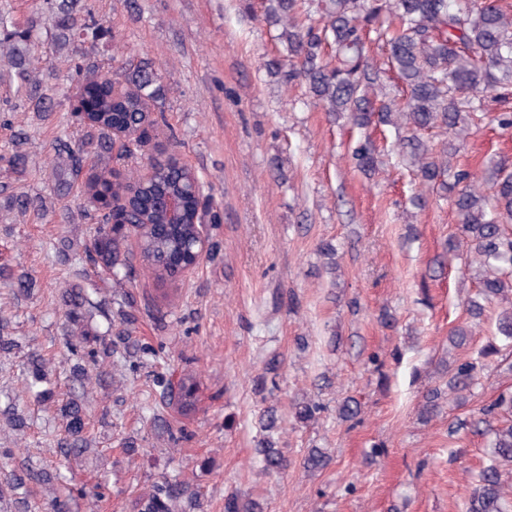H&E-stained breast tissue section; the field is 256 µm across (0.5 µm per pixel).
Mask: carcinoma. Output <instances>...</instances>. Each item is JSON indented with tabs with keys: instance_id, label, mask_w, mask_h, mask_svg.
<instances>
[{
	"instance_id": "obj_1",
	"label": "carcinoma",
	"mask_w": 512,
	"mask_h": 512,
	"mask_svg": "<svg viewBox=\"0 0 512 512\" xmlns=\"http://www.w3.org/2000/svg\"><path fill=\"white\" fill-rule=\"evenodd\" d=\"M264 19L281 27L288 45V63L270 61L267 68L287 86H300L315 103L335 116L347 117L357 128L373 125L402 130L396 148L419 180L421 190L413 197L421 205L423 195L443 192L452 202L458 233L448 238V252L465 251L469 267L476 269L479 288L466 301L471 319L481 321L485 304L494 300L507 304L496 320V338L501 346L481 351L488 358L500 348L512 349V171L499 163L491 166L489 178L470 168L452 164L465 147L468 136L478 129L474 114L483 111L476 95L492 93L504 100L512 96V12L493 0H264ZM322 12V20L312 10ZM59 31L73 38L94 41L111 33V27L91 11L75 13L65 8L55 16ZM380 43L385 60L379 65L371 55V44ZM41 37L34 20L21 25L0 12V57L17 70L20 78L33 82L49 73V64L38 52ZM80 83L73 116L80 121L82 135L76 146L60 141L48 157L49 174L57 189L80 185L89 208L81 218L95 225L86 252L104 271L118 276L125 264L127 234L120 221H138L135 229L142 242L144 275L172 276L169 260L182 253L197 236L194 223L197 199L189 193L200 180L195 169L179 170L171 165L157 169L154 179L142 188L139 177L120 179L112 169L115 142L112 129H129V141L120 155L130 157L144 142V128L152 123L147 100L163 96L164 89L153 62L118 64L113 72L97 61L82 57L74 63ZM396 78L406 93H386L387 81ZM127 89L119 97L112 93L113 79ZM351 158L364 173L379 170L376 146L357 144ZM177 196L184 207V222L160 233L156 225L166 223L156 207L160 195ZM12 202L23 215L40 211V198L21 195ZM65 294L74 309L67 313L68 336L85 335L79 308L87 302L84 288L72 284ZM49 360L35 356L29 361L26 393L38 402L52 397L39 388L46 379ZM483 365L455 360L445 366L448 396L462 402L472 395ZM181 412L195 410L194 381L184 378L176 385ZM442 390L434 388L419 406L420 418L431 419L440 411ZM500 415V425L492 419ZM63 424L57 445L80 452L87 445L82 405L72 399L61 408ZM266 436L256 454L265 470L278 473L291 465L276 447L279 418L274 410L260 415ZM462 430L490 436L491 463L475 475L468 493L466 512H512V486L502 479V468L512 470V392L501 393L478 413L448 423V435ZM330 459L320 448H311L299 465L319 471ZM139 512H186L188 494L178 484L163 482L140 500ZM224 512H262V504L231 494L224 499Z\"/></svg>"
}]
</instances>
